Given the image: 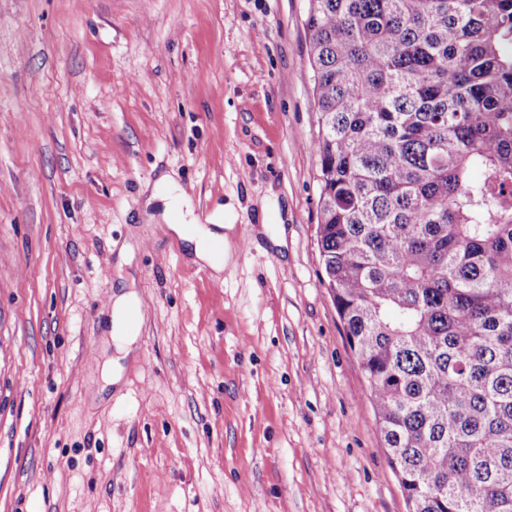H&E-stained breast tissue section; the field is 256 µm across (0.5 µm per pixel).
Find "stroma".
Listing matches in <instances>:
<instances>
[{"label":"stroma","instance_id":"1","mask_svg":"<svg viewBox=\"0 0 512 512\" xmlns=\"http://www.w3.org/2000/svg\"><path fill=\"white\" fill-rule=\"evenodd\" d=\"M308 6L0 0V512H408L321 283ZM165 176L220 278L144 222ZM160 184L165 186V193L155 192L152 199L165 201L163 214L165 221H168V216L172 210L173 202L187 206L185 215L183 214L182 209L179 208L183 224L168 223L166 225L168 230L173 232V234H175L179 239L189 242L193 246L195 256L206 263L214 272L219 274L224 271V267L231 262L236 249V246L228 233L224 232V234H220L211 230L209 227L197 224L196 218L193 215V211L189 206V201L184 191L178 185L169 181L167 177L162 178ZM173 192H176V194L171 195ZM186 217H190L189 221L186 220ZM185 224H194V231L192 233H188L185 229ZM214 241L223 242L224 249L222 253L215 252L213 250L212 245ZM141 299L134 290L112 293L110 338L115 343L116 358L106 360L101 376L107 385L118 384L122 377L120 360L127 359L134 352L136 335L132 323L140 311Z\"/></svg>","mask_w":512,"mask_h":512}]
</instances>
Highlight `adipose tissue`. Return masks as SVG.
Returning a JSON list of instances; mask_svg holds the SVG:
<instances>
[{
	"label": "adipose tissue",
	"mask_w": 512,
	"mask_h": 512,
	"mask_svg": "<svg viewBox=\"0 0 512 512\" xmlns=\"http://www.w3.org/2000/svg\"><path fill=\"white\" fill-rule=\"evenodd\" d=\"M171 232L179 239L189 242L195 256L206 263L214 272H222L232 260L236 246L228 234H220L209 227L195 225L193 231H186L184 225L174 224ZM141 299L135 291L126 290L113 294L111 303L110 338L115 345L117 356L105 361L101 376L106 384L119 383L122 377L121 360L127 359L134 351L136 337L132 323L140 311Z\"/></svg>",
	"instance_id": "ef3b65f1"
}]
</instances>
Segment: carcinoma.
<instances>
[{
	"label": "carcinoma",
	"mask_w": 512,
	"mask_h": 512,
	"mask_svg": "<svg viewBox=\"0 0 512 512\" xmlns=\"http://www.w3.org/2000/svg\"><path fill=\"white\" fill-rule=\"evenodd\" d=\"M317 238L413 512H512V0H309Z\"/></svg>",
	"instance_id": "1"
}]
</instances>
